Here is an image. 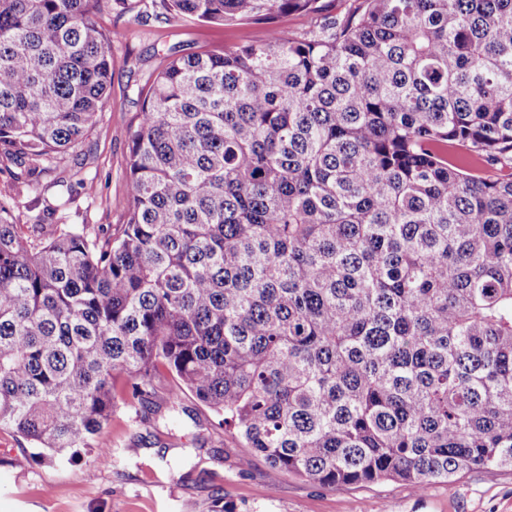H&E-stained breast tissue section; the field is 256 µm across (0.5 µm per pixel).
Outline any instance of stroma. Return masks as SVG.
<instances>
[{
  "label": "stroma",
  "mask_w": 512,
  "mask_h": 512,
  "mask_svg": "<svg viewBox=\"0 0 512 512\" xmlns=\"http://www.w3.org/2000/svg\"><path fill=\"white\" fill-rule=\"evenodd\" d=\"M94 19L122 36L112 43L107 104L88 138L64 155L54 185L35 190L0 153V199L25 233L34 224L125 223L130 139L142 96L167 55L260 41L273 26L295 37L307 25L299 14L200 24L173 18L160 0H133L123 15L105 6ZM172 383L164 376L143 404L115 409L104 436L112 457L103 463L88 449L40 461L33 444L0 430V512H211L218 499L226 512H512V469L472 470L421 488L395 480L325 488L272 470L193 396L170 407Z\"/></svg>",
  "instance_id": "35a3bbf8"
}]
</instances>
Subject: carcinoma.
I'll use <instances>...</instances> for the list:
<instances>
[{
	"mask_svg": "<svg viewBox=\"0 0 512 512\" xmlns=\"http://www.w3.org/2000/svg\"><path fill=\"white\" fill-rule=\"evenodd\" d=\"M103 0H0V147L38 187L106 104ZM308 31L172 54L127 220L0 203V430L97 449L169 371L269 466L322 487L512 469V0H161ZM496 167L493 176L471 161Z\"/></svg>",
	"mask_w": 512,
	"mask_h": 512,
	"instance_id": "cac0c4a2",
	"label": "carcinoma"
}]
</instances>
